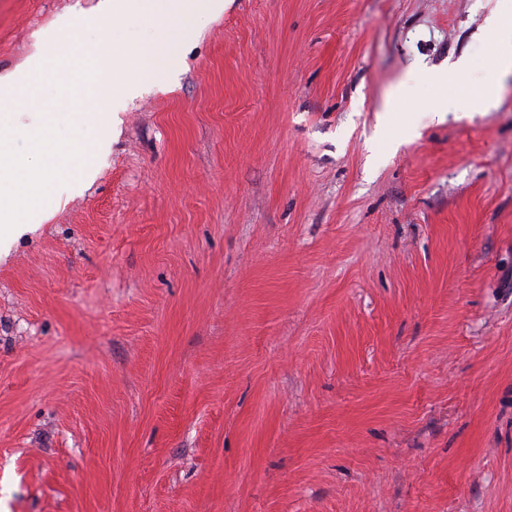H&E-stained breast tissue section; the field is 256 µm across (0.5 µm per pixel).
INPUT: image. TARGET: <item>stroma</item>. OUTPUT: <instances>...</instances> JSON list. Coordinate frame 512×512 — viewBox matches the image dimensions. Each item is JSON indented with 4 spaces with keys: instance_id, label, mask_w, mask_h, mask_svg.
I'll return each instance as SVG.
<instances>
[{
    "instance_id": "obj_1",
    "label": "stroma",
    "mask_w": 512,
    "mask_h": 512,
    "mask_svg": "<svg viewBox=\"0 0 512 512\" xmlns=\"http://www.w3.org/2000/svg\"><path fill=\"white\" fill-rule=\"evenodd\" d=\"M97 4L0 0V75L66 18L140 85L0 261V512H512L498 0H227L167 80Z\"/></svg>"
}]
</instances>
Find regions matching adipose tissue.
<instances>
[{
  "instance_id": "obj_1",
  "label": "adipose tissue",
  "mask_w": 512,
  "mask_h": 512,
  "mask_svg": "<svg viewBox=\"0 0 512 512\" xmlns=\"http://www.w3.org/2000/svg\"><path fill=\"white\" fill-rule=\"evenodd\" d=\"M203 6L219 15L224 11V0H99L98 11L86 16L85 24L94 27L106 18L117 21L140 12L150 23L160 26L173 17H194Z\"/></svg>"
}]
</instances>
